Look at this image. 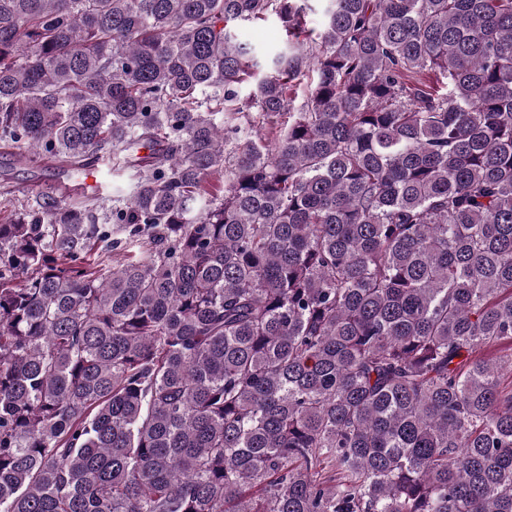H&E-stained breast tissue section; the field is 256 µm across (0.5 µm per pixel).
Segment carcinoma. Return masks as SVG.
<instances>
[{"mask_svg":"<svg viewBox=\"0 0 512 512\" xmlns=\"http://www.w3.org/2000/svg\"><path fill=\"white\" fill-rule=\"evenodd\" d=\"M309 2L0 0V512H512V0ZM231 28L238 40L246 44L257 55L279 49L285 41V32L275 18L260 23L236 22L232 24ZM59 182L73 183L58 169H50L35 163H16L13 158L0 156V192L7 185L14 203L36 192H51Z\"/></svg>","mask_w":512,"mask_h":512,"instance_id":"obj_1","label":"carcinoma"}]
</instances>
